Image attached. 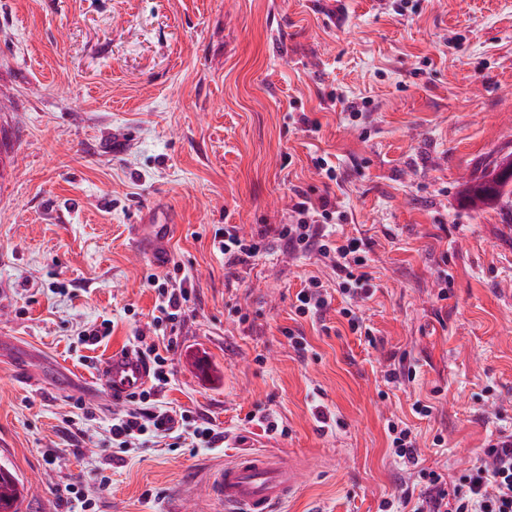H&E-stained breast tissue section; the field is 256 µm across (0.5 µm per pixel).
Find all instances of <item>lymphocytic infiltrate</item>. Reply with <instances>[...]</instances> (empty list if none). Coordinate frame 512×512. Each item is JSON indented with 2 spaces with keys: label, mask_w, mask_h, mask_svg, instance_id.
I'll list each match as a JSON object with an SVG mask.
<instances>
[{
  "label": "lymphocytic infiltrate",
  "mask_w": 512,
  "mask_h": 512,
  "mask_svg": "<svg viewBox=\"0 0 512 512\" xmlns=\"http://www.w3.org/2000/svg\"><path fill=\"white\" fill-rule=\"evenodd\" d=\"M294 195L295 223L265 225L255 237L241 235L236 225L228 224L223 235L214 237V250L223 255L228 269L248 265L282 247L295 255L314 252L330 259L338 278L337 292H329L318 277H310L295 296L296 315L313 321L324 318L338 293L346 300L339 313L351 332L371 338L372 330L357 308L359 300L373 294L366 271L368 244L358 238L337 237L333 225L336 204L329 196L314 198L299 189ZM147 284L157 293L154 328L162 340L150 342L140 333L133 338V349L149 363L154 383L130 396L126 409L113 416L109 428L112 455L121 457L159 437L189 444L194 450L223 447V433L210 422L186 411L165 408L161 401L170 382L166 353L176 346L193 292L192 278L177 265L165 276L149 275ZM418 476L425 485L424 493L405 488L398 499L383 501L380 512H512V433H499L468 473L457 480H445L441 473L426 469H419Z\"/></svg>",
  "instance_id": "obj_1"
}]
</instances>
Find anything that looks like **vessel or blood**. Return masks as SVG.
<instances>
[{"instance_id":"vessel-or-blood-1","label":"vessel or blood","mask_w":512,"mask_h":512,"mask_svg":"<svg viewBox=\"0 0 512 512\" xmlns=\"http://www.w3.org/2000/svg\"><path fill=\"white\" fill-rule=\"evenodd\" d=\"M134 232L154 243L156 265H167L170 254L165 249L170 227L166 224H138ZM149 365L129 350L112 352L99 369L100 382L113 400L123 401L139 392L149 382ZM300 487L299 469L281 456L258 452L242 454L226 461L210 482L213 499L225 512H277Z\"/></svg>"}]
</instances>
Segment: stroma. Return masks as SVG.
I'll return each instance as SVG.
<instances>
[{
  "instance_id": "obj_1",
  "label": "stroma",
  "mask_w": 512,
  "mask_h": 512,
  "mask_svg": "<svg viewBox=\"0 0 512 512\" xmlns=\"http://www.w3.org/2000/svg\"><path fill=\"white\" fill-rule=\"evenodd\" d=\"M510 151L512 0H0V463L31 488L20 512H60L55 490L76 479L100 512H224L209 482L244 448L302 467L279 512H379L410 479L393 416L418 432L422 467L457 476L512 428V207L465 197ZM297 188L331 189L338 231L370 246L375 345L336 311L295 317L309 277L336 286L317 254L231 272L212 250L225 225L289 223ZM149 214L175 224L167 247L194 284L164 400L225 442L190 454L160 438L115 461L123 406L93 381L153 331L145 277L167 269L133 233ZM106 318L109 340L79 354ZM409 363L415 380L386 387L382 370ZM418 398L430 417L413 416ZM77 401L95 419L75 434ZM268 412L287 435L249 420Z\"/></svg>"
}]
</instances>
